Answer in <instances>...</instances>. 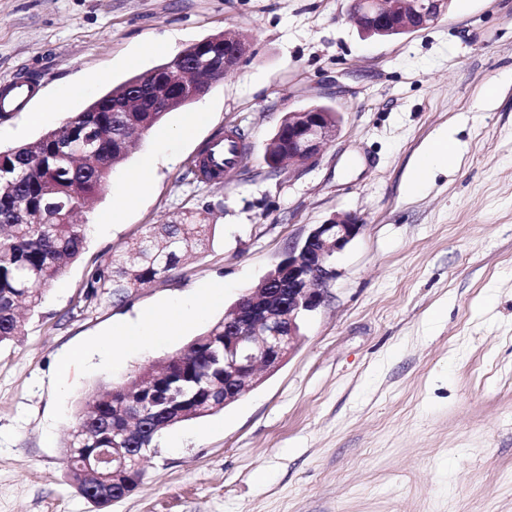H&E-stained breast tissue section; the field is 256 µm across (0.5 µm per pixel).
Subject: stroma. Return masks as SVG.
Returning <instances> with one entry per match:
<instances>
[{
    "mask_svg": "<svg viewBox=\"0 0 512 512\" xmlns=\"http://www.w3.org/2000/svg\"><path fill=\"white\" fill-rule=\"evenodd\" d=\"M347 7L0 0V85L39 87L26 110L0 113L4 149L169 62L141 54L147 39L179 51L231 31L248 45L208 94L164 117L171 139L147 138L115 167L85 214L79 259L0 345V512H97L69 478L84 401L165 361L289 242L345 215L363 230L297 348L224 410L165 430L108 512H512V0H452L433 26L390 38L363 37ZM73 86L66 111L50 110ZM312 104L338 113L336 138L304 166L271 170L265 147L282 118ZM195 112L206 120L182 134ZM229 130L245 143L237 170L197 183L194 161ZM445 132L456 158L414 186L417 158ZM183 213L211 224L204 251L125 303L74 311L91 269ZM191 306L201 316L168 332L167 311ZM148 313L146 347L93 352Z\"/></svg>",
    "mask_w": 512,
    "mask_h": 512,
    "instance_id": "1",
    "label": "stroma"
}]
</instances>
